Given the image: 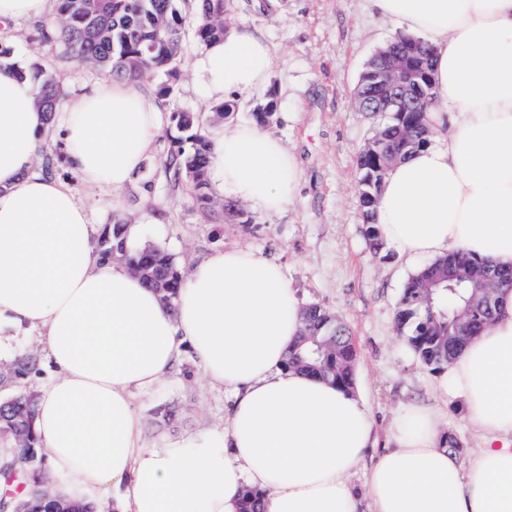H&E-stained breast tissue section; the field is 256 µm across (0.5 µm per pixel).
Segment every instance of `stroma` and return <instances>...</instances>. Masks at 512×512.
Wrapping results in <instances>:
<instances>
[{"label":"stroma","instance_id":"stroma-1","mask_svg":"<svg viewBox=\"0 0 512 512\" xmlns=\"http://www.w3.org/2000/svg\"><path fill=\"white\" fill-rule=\"evenodd\" d=\"M250 2L235 0L233 22L260 30L275 57L267 84L240 99L233 121L251 122L256 103L276 100L269 130L296 155L302 173L300 192L284 211L264 215L248 208L241 224L207 221L186 187L170 183L163 161L171 143L163 135L121 190L76 183L66 166L60 175L75 182L93 223L120 218L136 225V243L164 247L181 273L218 246L259 252L282 266L301 303L321 304L348 326L358 347L354 387L369 403L378 434L365 464L390 446L393 422L404 406L436 404L442 428L461 432L459 401L436 400L432 384L438 370L421 363L395 328V308L412 271L393 245L372 251L362 232L356 161L385 116L359 111L354 88L366 60L396 30L368 0H269L263 12L251 9ZM183 17L184 64L173 95L161 107L196 113L208 124L214 117L194 94L189 68L200 49L194 6H187ZM57 23L56 4L47 0L39 15L0 28V44L15 61L38 60L69 97L105 73L76 63L51 40ZM230 401L228 389L201 379L190 347L181 345L165 383L139 399L143 437L160 444L223 427ZM161 403L177 407L174 423L156 424L153 409Z\"/></svg>","mask_w":512,"mask_h":512}]
</instances>
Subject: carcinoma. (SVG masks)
<instances>
[{
  "label": "carcinoma",
  "mask_w": 512,
  "mask_h": 512,
  "mask_svg": "<svg viewBox=\"0 0 512 512\" xmlns=\"http://www.w3.org/2000/svg\"><path fill=\"white\" fill-rule=\"evenodd\" d=\"M198 43L206 45L224 38L233 12L232 0H195ZM184 0H56L59 26L51 38L63 43L80 64L107 70L111 75L141 82L162 75L160 96L170 97L173 82L182 66V5ZM406 66L428 68L430 49L424 40L399 35L392 41ZM16 75H27L37 90V104L52 114L62 86L38 62L0 65ZM404 112L391 113L378 128L370 145L357 158L361 172L359 202L364 219L363 233L369 247L378 251L382 236L376 224V203L393 162L403 161L426 147L432 128L428 112L436 92L428 75L408 92ZM274 101L258 105L254 121L271 124ZM172 148L164 166L176 185H185L195 206L207 217L220 214L222 220L242 215L238 205L226 201L216 211L209 193L208 157L210 144L199 118L174 110L166 130ZM64 157L42 150L38 171L47 178L59 171ZM97 251L104 260L111 253L125 258L146 285L156 290L168 306H173L182 277L172 255L156 245L136 248L130 243L128 225L120 219L105 225ZM490 268L502 284L512 289V269H501L486 259L472 257L463 249L448 252L412 275L401 293L395 312L398 333L426 366L448 365L457 352L481 334L495 316L496 304L471 308L478 275ZM302 332L288 354L286 366L328 379L343 388L354 384L357 350L348 328L318 303H307L302 311ZM41 360L34 353L15 357L9 370L0 376L7 394L0 400V436L13 440L22 451L0 461V509L3 512H93L79 503L49 500L44 488V464L35 449L33 421L36 397L23 390V381L37 373Z\"/></svg>",
  "instance_id": "obj_1"
}]
</instances>
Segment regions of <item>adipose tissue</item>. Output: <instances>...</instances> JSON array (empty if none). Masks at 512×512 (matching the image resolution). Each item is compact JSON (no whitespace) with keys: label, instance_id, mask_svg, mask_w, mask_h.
I'll return each instance as SVG.
<instances>
[{"label":"adipose tissue","instance_id":"obj_1","mask_svg":"<svg viewBox=\"0 0 512 512\" xmlns=\"http://www.w3.org/2000/svg\"><path fill=\"white\" fill-rule=\"evenodd\" d=\"M370 3L429 45L437 92L435 144L385 179L383 237L417 271L457 246L512 268V0ZM272 57L258 31L229 30L194 58V91L205 103L257 91ZM164 123L154 96L112 79L72 97L58 130L82 184L121 189ZM46 127L32 81L0 71V347L22 329L45 340L52 374L34 431L55 497L105 512H240L252 489L262 512H357L350 474L377 444L375 420L353 389L286 368L302 324L281 268L219 248L166 306L127 266L101 261L76 189L37 172ZM209 140L219 193L265 215L293 201L298 164L271 132L239 124ZM183 343L205 381L231 391L229 424L152 445L136 399ZM433 392L462 401L477 451L449 448L437 408L405 407L366 474L368 512H512V290Z\"/></svg>","mask_w":512,"mask_h":512}]
</instances>
